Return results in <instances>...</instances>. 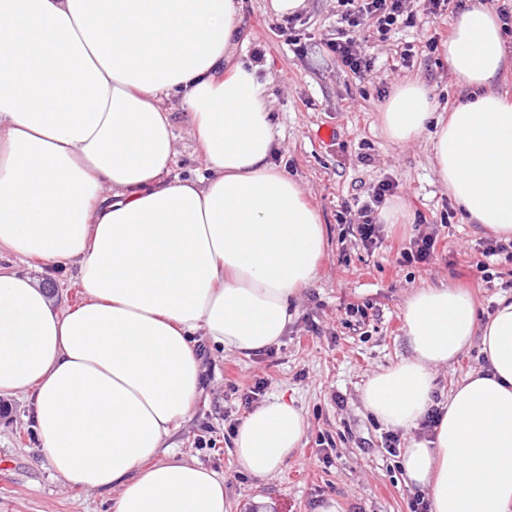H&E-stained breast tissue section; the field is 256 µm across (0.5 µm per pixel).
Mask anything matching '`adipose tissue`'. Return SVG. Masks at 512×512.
<instances>
[{
  "instance_id": "adipose-tissue-1",
  "label": "adipose tissue",
  "mask_w": 512,
  "mask_h": 512,
  "mask_svg": "<svg viewBox=\"0 0 512 512\" xmlns=\"http://www.w3.org/2000/svg\"><path fill=\"white\" fill-rule=\"evenodd\" d=\"M236 0H0V395L25 398L49 467L112 512H229L224 479L171 439L202 382L196 336L250 354L285 336L327 246L318 212L273 161L258 69L232 63ZM448 63L468 100L449 116L400 85L387 136L434 126L436 173L469 223L512 238V100L494 84L502 26L473 0ZM189 116L207 177L177 178L166 100ZM74 267L80 302L50 299L30 269ZM410 357L361 402L416 429L401 466L431 512H512V297L478 323L470 296L422 286L405 301ZM479 344L483 366L436 404L433 369ZM307 420L275 396L237 428L241 471L278 473Z\"/></svg>"
}]
</instances>
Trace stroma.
Masks as SVG:
<instances>
[{"mask_svg":"<svg viewBox=\"0 0 512 512\" xmlns=\"http://www.w3.org/2000/svg\"><path fill=\"white\" fill-rule=\"evenodd\" d=\"M469 0H448L440 17L426 13L424 0H411V22L389 40L367 42L372 72L351 73L336 62L324 41L338 27L336 0H306L293 27L302 50L282 35V17L271 0H238L240 41L237 60L248 63L261 51L260 76L269 78L275 124L276 164L283 166L317 209L328 247L317 280L293 303L288 331L279 343L244 356L200 340L202 390L191 413L173 436L178 458L195 461L224 478L231 512H253L250 501L267 500L266 512H317L327 499L341 512H409L416 486L401 469L399 455L384 445L387 426L361 405L360 392L375 372L410 356L403 311L407 296L422 285L445 284L468 291L479 319H486L502 296L512 295V261L482 255L487 234L457 209L435 173L432 134L395 142L386 135L381 113L402 83L423 84L438 111L451 112L468 99L448 64L445 46L429 49L435 32L452 28ZM409 60H402L404 49ZM168 108L176 135L178 177L205 174L195 150L190 118L177 101ZM335 128L328 143L319 126ZM396 184L383 243L364 249L349 208L379 180ZM438 234L428 263L399 264L395 254L414 234L417 216ZM488 261L491 282L476 268ZM358 305L366 316L348 317ZM263 394L252 395L257 381ZM294 400L308 427L302 448L273 478L240 472L232 453L234 429L267 396ZM111 494L64 484L52 473L40 448L25 400L0 398V512H108Z\"/></svg>","mask_w":512,"mask_h":512,"instance_id":"stroma-1","label":"stroma"}]
</instances>
